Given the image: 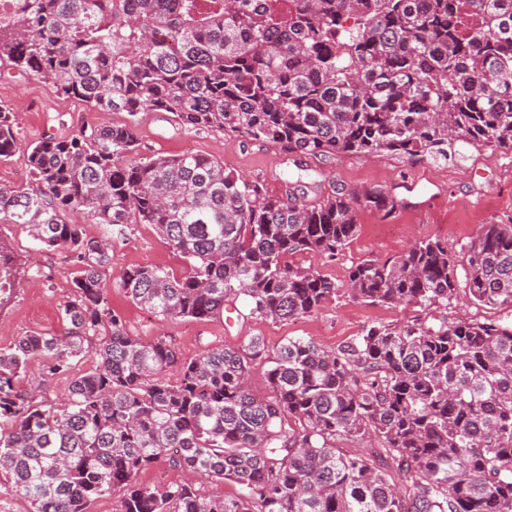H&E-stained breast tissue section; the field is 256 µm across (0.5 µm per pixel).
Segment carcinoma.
I'll return each instance as SVG.
<instances>
[{
	"instance_id": "obj_1",
	"label": "carcinoma",
	"mask_w": 512,
	"mask_h": 512,
	"mask_svg": "<svg viewBox=\"0 0 512 512\" xmlns=\"http://www.w3.org/2000/svg\"><path fill=\"white\" fill-rule=\"evenodd\" d=\"M3 65L95 109L169 112L321 159L512 149V0H0ZM19 149L0 106V159ZM24 154L33 183L0 188V215L80 266L58 305L64 332L0 351V470L32 512H88L111 495L119 512H512V324L428 321L462 292L512 308V220L482 225L458 254L435 238L354 265L348 297L417 311L399 324L331 351L290 337L271 355L252 336L185 359L165 337L126 332L100 288L110 247L72 213L152 224L188 261L180 278L149 265L119 276L163 320L232 308L288 321L340 296L288 258H335L359 233L357 207L387 217L399 200L340 188L311 205L316 181L301 172L269 196L205 156H140L131 124L84 126ZM16 274L0 241V305ZM32 359L47 377L71 374L61 401L17 386ZM262 362L268 397L248 386ZM340 437L377 439L407 489L341 453ZM158 463L187 479L141 483ZM210 480L239 493L213 497Z\"/></svg>"
}]
</instances>
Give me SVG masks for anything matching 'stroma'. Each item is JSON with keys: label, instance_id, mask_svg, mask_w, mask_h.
Returning a JSON list of instances; mask_svg holds the SVG:
<instances>
[{"label": "stroma", "instance_id": "1", "mask_svg": "<svg viewBox=\"0 0 512 512\" xmlns=\"http://www.w3.org/2000/svg\"><path fill=\"white\" fill-rule=\"evenodd\" d=\"M0 106L8 107L23 144L47 135L65 137L81 126L112 125L134 121L141 155L171 156L196 153L217 160L236 174L260 182L267 194L283 192L284 173L303 166L317 173L320 185L308 193L315 201L332 188L382 187L400 199L390 216L361 208L356 213L360 232L334 259L313 252L293 256V264L320 271L348 285L350 268L359 261L387 259L403 254L413 243L439 238L451 251H461L481 230L482 224L512 219V150H464L448 164L419 160L406 155L377 153L341 154L323 161L291 152L281 145L227 135L196 131L178 124L167 112H106L85 102L56 93L51 84L17 71L0 68ZM87 236L107 239L112 245V268L102 288L122 314L131 336L150 341L171 339L183 358L196 357L217 346L236 347L248 337H263L269 351L287 338L302 337L326 350L336 349L374 324H397L406 319L401 309L368 305L340 296L317 313L287 322L248 319L200 321L189 318L162 320L130 301L119 287L123 269L155 265L184 274L186 262L151 224H96L74 214ZM0 240L14 251L20 275L11 302L0 308V351L33 332L58 331L57 306L73 292L79 265L72 254L46 252L18 225L0 219Z\"/></svg>", "mask_w": 512, "mask_h": 512}]
</instances>
